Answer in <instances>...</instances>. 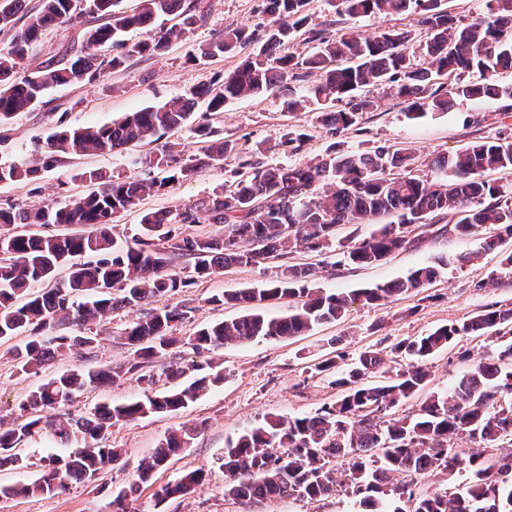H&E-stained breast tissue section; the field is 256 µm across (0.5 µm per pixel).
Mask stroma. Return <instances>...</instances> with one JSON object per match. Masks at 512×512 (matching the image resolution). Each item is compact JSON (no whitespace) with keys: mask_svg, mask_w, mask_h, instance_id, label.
<instances>
[{"mask_svg":"<svg viewBox=\"0 0 512 512\" xmlns=\"http://www.w3.org/2000/svg\"><path fill=\"white\" fill-rule=\"evenodd\" d=\"M336 0H311L308 26L327 38L341 29L356 26L367 32L387 27L405 28L422 35L417 14L408 12L387 18L350 19L338 14ZM204 17L185 40L177 41L158 54L130 59L124 67L109 70L96 80L60 86L49 91L34 110L15 115L6 125V143L0 144V165H28L35 159L47 137L58 128L103 125L124 114L158 106L171 98L190 93L200 85L223 78L247 56V49L213 60H192V50L221 37L225 27L242 26L261 30L270 22L264 0H201ZM98 20L85 14L79 20L52 27L33 44L27 59L29 68L51 69L86 50L84 32ZM375 111L345 130L341 139L346 148L386 143L416 150L427 175L426 163L436 155L451 152L472 142L500 135L512 136V118L498 114L499 103L492 98L480 101L459 99L445 112H430L418 120L409 119L406 106L389 86L368 87ZM209 121L217 136L235 140L237 147L219 163L203 167L189 181L178 182L146 193L138 204L112 217V233L125 243L140 232L144 212L175 210L233 189L239 174L248 172L252 161L269 165H303L323 154L330 139L316 112H288L284 97L272 91L257 97L233 99ZM307 134L297 151L280 148L288 126ZM163 141L135 147L121 153L75 159L40 172L38 179L0 182V207H32L62 204L83 196L91 189L84 171L103 169L122 178L162 179L163 171L152 167ZM405 233L411 245L380 265L351 269L335 264L334 252L310 256L316 267L317 288L326 292H351L369 283H383L403 277L412 268L444 258L448 265L428 289L408 293L383 306L355 303L336 322L314 327L307 335L293 339L256 340L232 343L214 351H195L187 337L216 321H231L243 314L242 306L216 305L211 296L242 288H259L276 274L275 263L259 267L232 266L208 278H199L183 292L157 298V305H187L191 315L175 324L171 332L181 344L153 363L154 392L178 386L169 377L171 368L180 367L186 377L196 369L221 372L224 380L176 413L157 414L114 425L109 442L122 449L118 461L106 466L92 481H73L65 490L40 497H0V512H112V499L121 491H132L138 512H360L355 498L347 492L318 502L284 500H245L224 493V450L229 440L242 431L264 422L266 417H297L314 413L332 403L338 391L327 376L316 374L312 366L330 352L340 350L356 357L367 350L389 351L398 340L428 334L438 327L477 315L490 304L512 308V272L500 266L498 253L483 251V238L449 235L415 240L413 228ZM478 253L477 261L460 264L461 256ZM144 313L140 307L114 310L97 327L99 343L90 351L76 349L65 358L28 375L19 374L8 353L0 345V420L11 422L20 415L19 405L26 395L54 374L101 364L119 367L130 358L120 334L124 327ZM498 343L483 336H464L453 347L435 354L429 361L431 376L426 389L444 392L469 372L474 361L497 354ZM470 352L461 360V352ZM142 383L131 377L84 392L65 403V411L86 414L94 406L125 403L139 398ZM196 427L188 448L173 457L164 469L140 481L137 466L157 444L180 426ZM55 437L40 433L28 442L23 453L29 466L18 471H0V485L25 482L39 476L41 460L63 453ZM203 469L204 480L195 492L155 504L152 493L159 484L174 481L193 469Z\"/></svg>","mask_w":512,"mask_h":512,"instance_id":"stroma-1","label":"stroma"}]
</instances>
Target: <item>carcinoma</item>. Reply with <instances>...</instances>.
<instances>
[{"label":"carcinoma","mask_w":512,"mask_h":512,"mask_svg":"<svg viewBox=\"0 0 512 512\" xmlns=\"http://www.w3.org/2000/svg\"><path fill=\"white\" fill-rule=\"evenodd\" d=\"M120 2L42 0L41 8L30 12L25 28L0 49V127L17 113L38 106L51 87L80 84L105 68L123 67L133 57L161 53L170 42L183 40L201 18L197 0H142L140 11L133 14L118 9ZM307 4L308 0H266L272 21L263 31L227 27L220 38L199 47L201 60L252 47L244 63L217 85L199 86L189 97L130 112L109 125L62 127L48 138L32 165L0 166V182L33 181L40 170L63 158L121 152L184 128L204 143L198 155L171 146L155 155L152 166L168 172L161 183L114 178L94 169L83 176L97 189L64 206L0 208V343L34 334L23 346L9 349L20 372L28 374L75 346L94 348L98 333L93 326L117 307L147 305L231 265L261 266L298 250L325 253L333 248L340 224H369L386 214L398 218L396 224L374 225L368 235L351 240L340 252L336 264L355 269L378 265L407 248L410 239L403 231L407 225L416 226L423 236L469 237L482 231L487 251L512 239V190L485 178L488 172L512 177V136H499L436 156L430 163L432 178L426 180L414 174L417 161L410 149L381 143L348 151L334 141L306 165L269 166L255 161L250 164L252 172L238 181L232 193L175 212H147L140 235L124 245L115 241L107 227L114 213L135 205L158 185L193 178L201 167L224 160L236 149L235 141L213 138L210 125L196 121L201 104L208 113L222 112L231 99L287 89L302 73L317 72L322 81L312 95L288 93V111L316 105L318 119L332 137L374 110V100L363 94L371 85L393 87L408 113L418 117L428 111L445 112L458 98H497L498 111L512 112V91L495 83L496 75L512 66V0H487V15L467 23L442 8L441 0H340L342 12L352 18L414 11L425 39L417 41L412 31L403 28L371 34L351 29L320 39L315 50L301 57L286 47L307 24ZM23 9L24 0H0V29L10 26ZM84 13L104 20L86 31L87 52L56 69L24 67L43 31ZM174 13L181 22L159 36L140 41L124 37L130 28L147 29L157 16ZM107 44L116 53L101 59L96 49ZM415 45L423 58L420 66L410 57ZM471 72L479 73L480 81L466 79ZM305 137L303 130L290 126L279 146L297 150ZM202 214L208 223L221 226L220 237L174 240L170 225L198 224ZM432 214L448 216V224L433 228L426 223ZM48 224H76L87 230L63 237L25 230ZM180 260L185 275L175 271ZM62 269L67 275L61 281ZM437 276V267L423 264L394 281L347 294L327 293L313 287L311 264L285 262L264 288L212 296L214 303L242 304L246 312L231 322L204 326L189 344L196 350H213L229 343L301 336L317 324L340 320L357 301L382 306L396 296L429 287ZM282 300L290 302L288 311L268 316V303ZM192 311L187 305L153 307L121 333L131 351L125 366L67 370L32 390L20 404L26 417L0 427V470L28 467L22 445L46 429L63 445L78 435L81 445L42 460L37 479L0 486V497L56 494L72 480L96 479L121 456V449L108 444L112 426L184 409L207 387L222 381L220 373H208L186 387L152 392L154 380L146 368L180 343L170 328ZM68 324L85 329L86 334L58 333ZM463 336H487L505 345L497 355L474 365L451 391L427 395L420 413L398 415L403 402L426 386L430 358ZM390 353L387 358L367 350L348 365L344 353L338 352L314 364L316 373L333 377L331 384L339 388L336 402L312 415L267 418L228 442L224 492L249 500L319 501L346 485L370 512H512V452L496 454L500 448L512 447V400H501L512 395V308L487 306L462 322L400 340ZM404 358L410 363L395 367ZM378 373L384 379L365 382ZM128 374L146 385L143 398L104 404L88 416L57 412L74 395ZM196 431L187 426L171 431L153 455L141 460L139 478L147 479L189 447ZM460 435L476 449L450 447ZM339 459L349 465L344 484L336 477ZM467 470L472 480L432 495H416L406 480L437 471L451 479ZM202 479L200 469L185 472L178 481L158 486L155 502L189 494ZM391 494L411 502L412 510L399 505L387 508L386 497Z\"/></svg>","instance_id":"carcinoma-1"}]
</instances>
